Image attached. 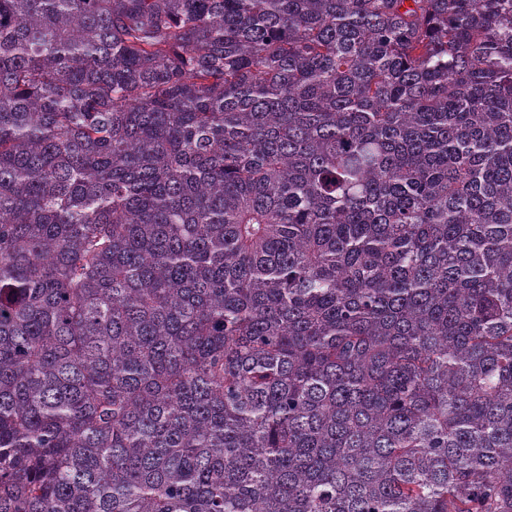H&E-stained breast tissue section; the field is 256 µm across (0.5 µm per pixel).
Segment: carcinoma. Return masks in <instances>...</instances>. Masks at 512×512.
Instances as JSON below:
<instances>
[{"label":"carcinoma","mask_w":512,"mask_h":512,"mask_svg":"<svg viewBox=\"0 0 512 512\" xmlns=\"http://www.w3.org/2000/svg\"><path fill=\"white\" fill-rule=\"evenodd\" d=\"M0 512H512V0H0Z\"/></svg>","instance_id":"carcinoma-1"}]
</instances>
